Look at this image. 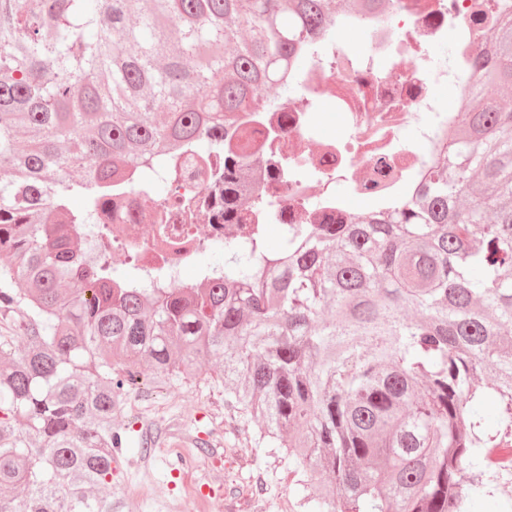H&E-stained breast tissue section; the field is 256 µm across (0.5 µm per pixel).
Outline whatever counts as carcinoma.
I'll use <instances>...</instances> for the list:
<instances>
[{
	"mask_svg": "<svg viewBox=\"0 0 512 512\" xmlns=\"http://www.w3.org/2000/svg\"><path fill=\"white\" fill-rule=\"evenodd\" d=\"M346 0H0V512H118L114 415L145 370L205 368L265 424L314 512H463L478 448L512 447V9L473 59L461 124L414 199L276 253L224 233V263L140 281L86 249L112 184L185 147L240 223L252 139ZM82 201L73 210L72 201ZM488 379H482L485 371Z\"/></svg>",
	"mask_w": 512,
	"mask_h": 512,
	"instance_id": "1",
	"label": "carcinoma"
}]
</instances>
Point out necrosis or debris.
I'll return each mask as SVG.
<instances>
[{
	"label": "necrosis or debris",
	"instance_id": "necrosis-or-debris-1",
	"mask_svg": "<svg viewBox=\"0 0 512 512\" xmlns=\"http://www.w3.org/2000/svg\"><path fill=\"white\" fill-rule=\"evenodd\" d=\"M512 0H391L388 8L360 14L344 12L321 40L319 55L307 70L294 75L301 93L280 97L274 106L241 117L260 144L251 167L256 174L243 232L279 225L285 240L321 224H349L355 216L349 197L369 199L375 210L390 211L417 191L436 161L448 130L458 120L455 109L440 110L432 88L453 81L459 99L472 94V54ZM339 30H354L364 47L336 40ZM453 38L447 65L434 67L421 53L429 42ZM329 100L340 119L336 138L318 152H299L300 144L318 139L316 110ZM416 126L408 140L403 130ZM279 166L288 178L286 196L272 191L266 168ZM174 170L171 193L177 208L155 216L145 201L140 179L124 198L101 214L93 236L107 255L122 257L143 273H179L212 240L223 237L220 224H200L215 186H201L187 157L169 158ZM348 195L338 194L337 183Z\"/></svg>",
	"mask_w": 512,
	"mask_h": 512
}]
</instances>
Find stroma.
I'll return each mask as SVG.
<instances>
[{
	"mask_svg": "<svg viewBox=\"0 0 512 512\" xmlns=\"http://www.w3.org/2000/svg\"><path fill=\"white\" fill-rule=\"evenodd\" d=\"M115 424L128 445L112 473L121 512H309L288 459L260 443V420L230 411L204 377L168 382L145 374L118 399Z\"/></svg>",
	"mask_w": 512,
	"mask_h": 512,
	"instance_id": "obj_1",
	"label": "stroma"
}]
</instances>
